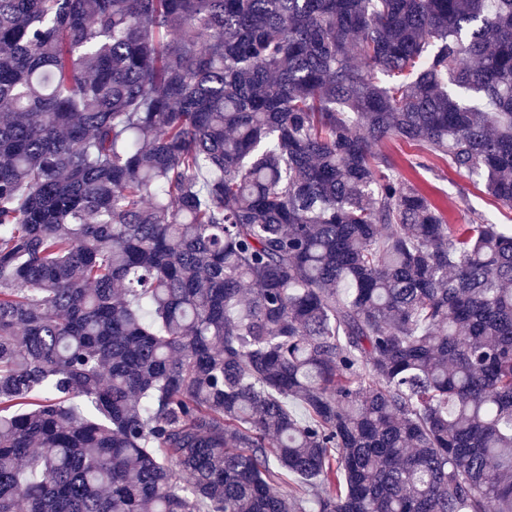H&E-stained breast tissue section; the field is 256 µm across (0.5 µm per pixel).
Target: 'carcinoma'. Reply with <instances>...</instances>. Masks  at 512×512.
<instances>
[{"mask_svg": "<svg viewBox=\"0 0 512 512\" xmlns=\"http://www.w3.org/2000/svg\"><path fill=\"white\" fill-rule=\"evenodd\" d=\"M390 140L512 210V0H0V512H512V228ZM383 150L404 176L441 206L451 224H462L477 215L491 216L499 224H512V212L497 208L482 183L456 172L446 161L428 156L422 145L393 140ZM419 161L424 166L414 167Z\"/></svg>", "mask_w": 512, "mask_h": 512, "instance_id": "carcinoma-1", "label": "carcinoma"}]
</instances>
